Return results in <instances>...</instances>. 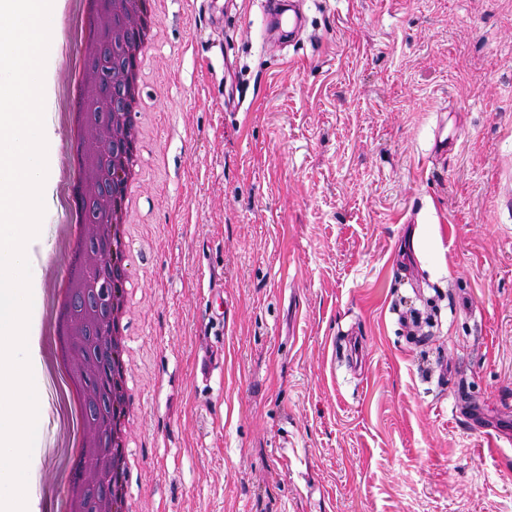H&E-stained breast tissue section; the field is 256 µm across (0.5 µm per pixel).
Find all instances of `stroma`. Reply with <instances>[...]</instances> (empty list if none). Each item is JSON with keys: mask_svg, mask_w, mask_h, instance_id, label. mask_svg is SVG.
Returning a JSON list of instances; mask_svg holds the SVG:
<instances>
[{"mask_svg": "<svg viewBox=\"0 0 512 512\" xmlns=\"http://www.w3.org/2000/svg\"><path fill=\"white\" fill-rule=\"evenodd\" d=\"M167 0L129 218L141 512H512V0ZM224 23L213 26L209 17ZM460 139L433 151L440 119ZM74 211L29 249L54 273ZM357 333L354 368L335 341ZM66 432L20 453L57 500Z\"/></svg>", "mask_w": 512, "mask_h": 512, "instance_id": "stroma-1", "label": "stroma"}]
</instances>
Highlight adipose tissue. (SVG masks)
Masks as SVG:
<instances>
[{"label": "adipose tissue", "mask_w": 512, "mask_h": 512, "mask_svg": "<svg viewBox=\"0 0 512 512\" xmlns=\"http://www.w3.org/2000/svg\"><path fill=\"white\" fill-rule=\"evenodd\" d=\"M28 19L15 33L8 46L19 69L37 71L41 68L39 46H54L58 40L55 27L41 21L44 12L55 10L58 0H27ZM41 86L31 88L23 109L0 108V215L11 216L10 223L0 222V275L21 266L31 274L34 265L29 255L20 253L19 244L29 241L37 230L40 192L44 175L31 164L32 158L48 147L38 108ZM29 126L27 148H11L7 140L17 127ZM44 306L42 289L27 285L22 297L0 292V345L15 352L13 374L0 377V416L13 424L10 441L16 449L36 447L43 413V399L31 381L28 335L31 315Z\"/></svg>", "instance_id": "ef3b65f1"}]
</instances>
